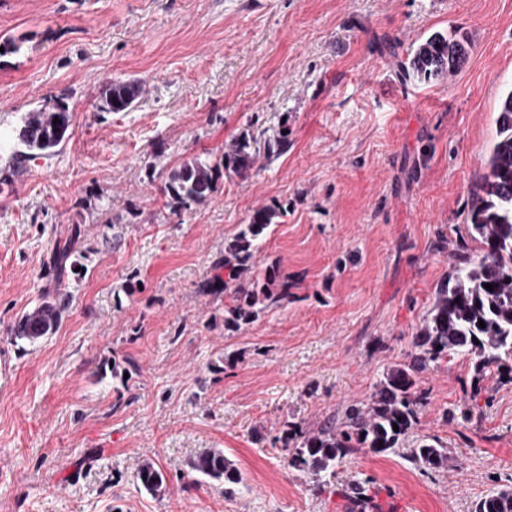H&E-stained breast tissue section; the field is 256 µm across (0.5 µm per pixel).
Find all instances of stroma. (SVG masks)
<instances>
[{
	"label": "stroma",
	"instance_id": "35a3bbf8",
	"mask_svg": "<svg viewBox=\"0 0 512 512\" xmlns=\"http://www.w3.org/2000/svg\"><path fill=\"white\" fill-rule=\"evenodd\" d=\"M439 30L469 38L467 64L402 83L398 61ZM9 39L24 51H0V130L49 97L74 115L55 155L0 183V512H473L512 489V384L474 392L467 355L419 374L427 402L399 448L357 451L324 485L278 441L284 423L368 402L453 250L481 255L468 196L512 84V0H0ZM128 77L146 82L137 107L99 111ZM283 127L287 153L171 212L181 157L216 162L238 134ZM273 202L286 214L256 270L278 265L292 297L225 330L230 296L200 287ZM74 224L81 271L57 282L51 252ZM55 291L70 297L57 332L12 339ZM423 439L446 467L411 461ZM209 448L240 469L234 496L191 469ZM146 459L163 496L136 480Z\"/></svg>",
	"mask_w": 512,
	"mask_h": 512
}]
</instances>
